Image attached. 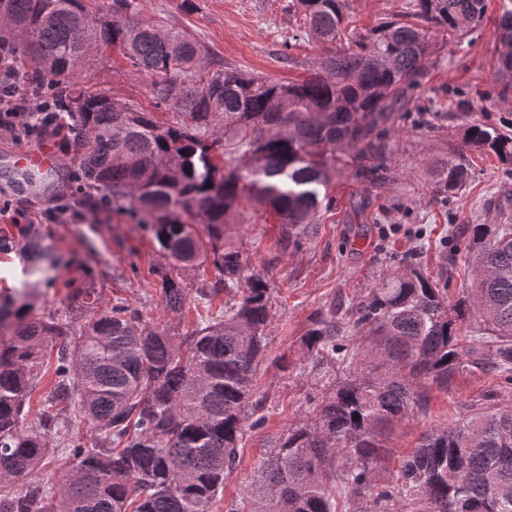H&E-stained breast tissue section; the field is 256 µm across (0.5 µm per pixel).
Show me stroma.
Masks as SVG:
<instances>
[{
  "label": "stroma",
  "instance_id": "stroma-1",
  "mask_svg": "<svg viewBox=\"0 0 512 512\" xmlns=\"http://www.w3.org/2000/svg\"><path fill=\"white\" fill-rule=\"evenodd\" d=\"M407 3L352 0L347 23L364 32L382 18L406 11ZM147 10L169 26L188 30L225 66L283 82L310 77L312 64L322 53L311 40L286 46L298 25L288 0H149ZM496 67L493 27L487 24L473 33L470 44L444 48L418 93L439 100L446 111L447 88L487 89L495 83ZM76 79L142 106L150 104L147 77L123 59L95 61L79 69ZM488 114L512 118V98ZM488 114L477 105L436 121L431 129L408 124L397 128L390 138L393 156L385 177L370 185L355 181L352 170L339 173L329 185L333 208L322 211L316 228L299 236L296 245L283 246L276 216L254 204L242 205L225 226V238L241 248L250 269L265 276L272 317L266 328V360L257 375L259 391L267 397L265 419L246 432L239 465L225 479L213 512H224L228 503L246 492L269 446L290 425L311 415L327 395L328 376L301 349V336L314 311L334 300L356 299L375 286L383 271L418 249L426 274L446 281L450 295H457L468 275L466 225L512 224V179L503 177L493 155L467 150L472 174L466 190L446 204L430 196L434 166L461 145L471 122ZM59 160L62 178L49 189L15 186L0 172V204L11 202L21 212L15 224L0 218V229L11 238L8 251L0 253V297L19 285L22 233L31 230L60 260L55 288L38 299L40 311L65 313L69 285L90 278L101 289V307L122 301L179 332L219 313L224 305L220 298L208 307H185L179 314L164 309L160 280L153 270L167 266L168 259L151 232L113 213L112 199L103 193L92 195L98 211L84 206L77 160L69 153L60 154ZM54 207L64 208L62 221L49 220L47 212ZM490 396L512 402V384L490 372L465 369L450 386H428L425 412L395 423L384 442L377 489L395 482L425 430L465 416Z\"/></svg>",
  "mask_w": 512,
  "mask_h": 512
}]
</instances>
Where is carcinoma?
Masks as SVG:
<instances>
[{
  "instance_id": "1",
  "label": "carcinoma",
  "mask_w": 512,
  "mask_h": 512,
  "mask_svg": "<svg viewBox=\"0 0 512 512\" xmlns=\"http://www.w3.org/2000/svg\"><path fill=\"white\" fill-rule=\"evenodd\" d=\"M142 3L111 0L102 17L84 0H4L0 39L61 93L66 152L84 184L148 227L173 261L214 266V278L194 288L155 269L165 308L229 300L181 335L122 302L98 308L92 280L71 291L66 319L37 315L31 286L53 287L58 260L30 234L23 280L0 301V512H211L239 442L263 419L256 382L271 318L264 276L224 241V225L246 203L271 210L287 242L310 232L338 172L389 169L390 133L412 111H429L415 93L430 58L486 22L499 45L495 97L512 96L509 0L493 18L486 0H411L403 19L352 35L342 27L349 0H292L301 21L291 40L311 38L327 53L315 74L287 83L215 65L200 41L145 16ZM93 46L120 48L151 78L154 107L169 118L76 86L71 77ZM465 144L512 174V121L475 122ZM470 177L464 154L451 153L434 169L433 196L448 201ZM466 262L476 279L453 302L448 284L428 279L413 257L353 302L310 316L305 355L344 362L341 337L354 332L355 364L331 379L314 416L274 442L226 512H336L330 483L357 497L375 488L381 439L425 411L422 386H446L465 368L512 382V224L472 225ZM53 337L62 338L54 382L30 420ZM74 411L90 435L71 428ZM58 449L66 462L55 496L33 477ZM399 480L376 501L418 495L420 512H512V405L489 402L427 429Z\"/></svg>"
}]
</instances>
